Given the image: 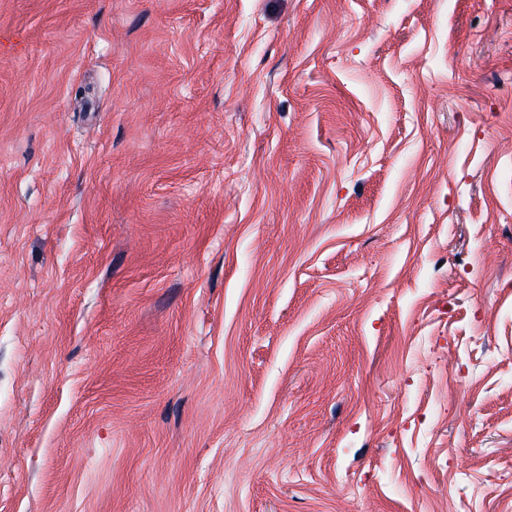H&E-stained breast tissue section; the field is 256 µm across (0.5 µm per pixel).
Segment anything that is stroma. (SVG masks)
I'll return each mask as SVG.
<instances>
[{
    "instance_id": "stroma-1",
    "label": "stroma",
    "mask_w": 512,
    "mask_h": 512,
    "mask_svg": "<svg viewBox=\"0 0 512 512\" xmlns=\"http://www.w3.org/2000/svg\"><path fill=\"white\" fill-rule=\"evenodd\" d=\"M0 512H512V0H0Z\"/></svg>"
}]
</instances>
